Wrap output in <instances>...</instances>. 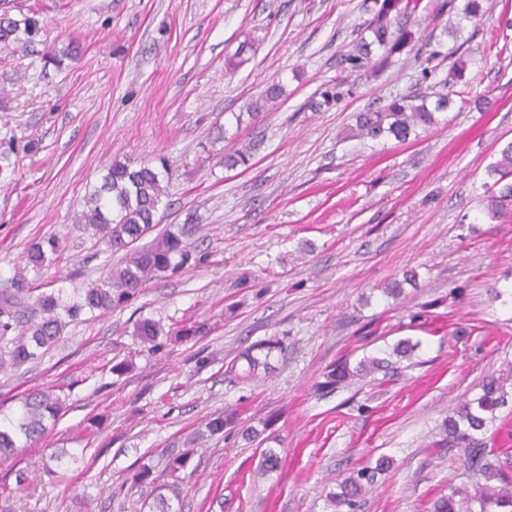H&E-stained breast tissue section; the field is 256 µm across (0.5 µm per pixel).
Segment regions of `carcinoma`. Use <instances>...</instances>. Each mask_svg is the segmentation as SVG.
<instances>
[{
	"instance_id": "obj_1",
	"label": "carcinoma",
	"mask_w": 512,
	"mask_h": 512,
	"mask_svg": "<svg viewBox=\"0 0 512 512\" xmlns=\"http://www.w3.org/2000/svg\"><path fill=\"white\" fill-rule=\"evenodd\" d=\"M422 0H372L366 10L372 14L365 26L369 38H360L342 59V69L333 87L322 93L318 106L339 103L349 91V73L370 62L372 48L382 52L374 66L380 71L396 55L410 53L418 42L416 32L408 21L416 15ZM466 60H455L448 74V95L428 103L423 92L393 99L384 106L368 107L355 115V124L348 127L351 139L379 140L392 137L398 141L409 138L417 127H429L436 122L435 113L446 110L451 103L453 87L463 79ZM285 94L282 82L272 81L250 103V109L260 112L275 105ZM254 146L248 144L224 156V165L235 168L249 164ZM171 163L160 155L153 162L135 167L115 161L103 177L102 185L85 198V210L79 223L98 234L112 253H124L119 264L105 270L99 279L82 289L79 301L65 303L53 293L35 297L17 289L0 290V335L16 333L9 360L0 357V369L5 364L20 366L38 357V351L54 345L65 327L62 316L75 318L82 311H109L123 307L135 299L148 282L175 274L187 266L204 263L207 255L188 247L185 239L192 234V226L184 224L178 230H168L151 244L139 249L132 245L148 235L156 224L158 206L165 194L164 180ZM490 172L497 176L487 196L486 215L492 221H505L512 216V143L501 151V158ZM59 250L54 237L39 240L28 249L29 261L42 266ZM280 347V342L267 341L241 350L227 364L224 374L233 381H250L270 369L269 354ZM391 362L385 358L367 357L354 369L345 361L339 362L325 374L322 387H337L355 376L388 369ZM481 393L465 401L443 424V446L457 450L456 463L462 474L472 478V484L448 483V494L432 503L431 512H512V455L489 448L478 435L484 433L489 419L507 405V394L499 379L489 376L480 385ZM61 410L58 397L48 391H39L23 397L21 409L8 425L0 427V458L7 459L16 450L15 436L23 435L30 441L40 439L47 432V421L57 417ZM239 414L232 411L212 418L206 428L217 434L228 426H236ZM190 455L181 452L170 456L167 480L152 478V472L143 468L135 482L154 484L153 512H173L171 500H180L183 493L180 473L187 469ZM373 476L359 469L340 483L341 492L333 493L329 501L341 512H357L366 485Z\"/></svg>"
}]
</instances>
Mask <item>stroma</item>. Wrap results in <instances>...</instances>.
<instances>
[{
  "label": "stroma",
  "instance_id": "35a3bbf8",
  "mask_svg": "<svg viewBox=\"0 0 512 512\" xmlns=\"http://www.w3.org/2000/svg\"><path fill=\"white\" fill-rule=\"evenodd\" d=\"M464 3L424 0L416 16L421 39L467 70L437 124L399 142L342 131L368 104L447 92V68L423 84L414 55L396 56L313 108L363 31V0H0V15L39 21L0 41V289L73 302L115 263L77 217L116 160L170 159L157 229L196 225L189 242L209 255L0 370L1 420L32 391L63 401L40 443L0 460V512H149L152 487L134 475L163 476L189 447L180 512H334L328 493L384 457L358 512H431L461 483L443 420L487 375L512 391V222L485 212L512 143V0H483L477 21ZM245 42L247 64L228 69ZM274 79L285 96L249 116ZM248 142L249 164L225 168ZM50 236L55 263L29 264ZM410 270L416 286L393 299ZM145 320L162 326L156 342L139 336ZM403 338L420 347L397 370L321 389L338 360L387 357ZM276 339L268 374L225 380L241 348ZM231 410L261 434L195 440ZM270 449L280 465L266 473Z\"/></svg>",
  "mask_w": 512,
  "mask_h": 512
}]
</instances>
